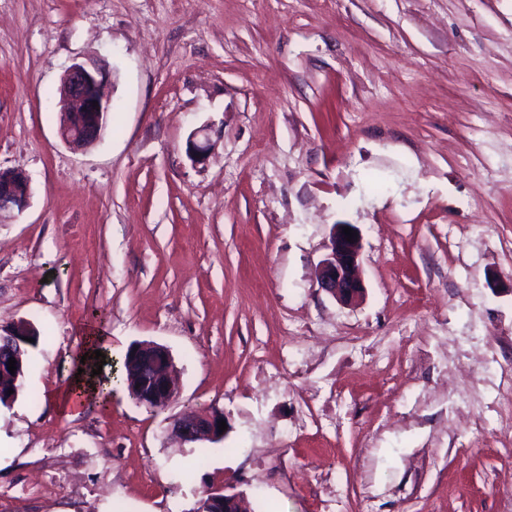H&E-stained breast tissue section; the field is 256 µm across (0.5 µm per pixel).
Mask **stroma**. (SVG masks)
I'll list each match as a JSON object with an SVG mask.
<instances>
[{
	"label": "stroma",
	"mask_w": 512,
	"mask_h": 512,
	"mask_svg": "<svg viewBox=\"0 0 512 512\" xmlns=\"http://www.w3.org/2000/svg\"><path fill=\"white\" fill-rule=\"evenodd\" d=\"M112 72L102 138L60 80ZM214 149L192 162L194 133ZM0 326L39 333L0 404V512H512V0H0ZM362 234L363 301L316 283ZM103 312L166 346L155 411L56 394ZM223 410L222 441L172 418ZM111 80L109 67L94 60L75 63L65 71L59 92L67 107L61 114L59 132L71 148L79 150L93 144L106 130L112 100L105 90ZM93 101L98 102V107L93 106ZM69 115L74 116L75 123ZM30 194L28 177L21 171L0 169V213L22 210ZM209 493H207V495H211L210 498L205 494L200 499L196 512H201L203 510L207 511L204 507L208 498L209 501L207 505H214L218 503L223 504V509H221V511L213 512H245L246 510L244 496L240 492H228L227 487H217L210 488ZM220 494H222V496H219Z\"/></svg>",
	"instance_id": "1"
}]
</instances>
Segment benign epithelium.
<instances>
[{
  "mask_svg": "<svg viewBox=\"0 0 512 512\" xmlns=\"http://www.w3.org/2000/svg\"><path fill=\"white\" fill-rule=\"evenodd\" d=\"M112 80V72L106 64L90 60L71 65L64 74L59 92L66 105L61 114L59 132L62 139L73 149H83L101 138L108 112L112 108L106 87ZM98 106H93V102ZM212 144L190 141L189 154L194 162L207 160ZM28 177L21 171L0 169V213L23 209L29 199ZM362 237L347 241L343 225H333L327 244V254L320 263L318 283L343 305H353L365 294L361 274ZM0 401L13 400L14 395L4 388L3 381L14 378L8 370V355L14 347L25 344L23 337L13 330L0 336ZM131 375L127 390L135 403L149 409H163L178 392V380L173 358L169 350L159 344L143 342L133 346L130 356ZM225 419L224 412L186 411L172 423V431L185 443L213 440L221 435L218 425ZM208 504H223V512H245L244 496L229 492L225 487L209 489Z\"/></svg>",
  "mask_w": 512,
  "mask_h": 512,
  "instance_id": "1",
  "label": "benign epithelium"
}]
</instances>
